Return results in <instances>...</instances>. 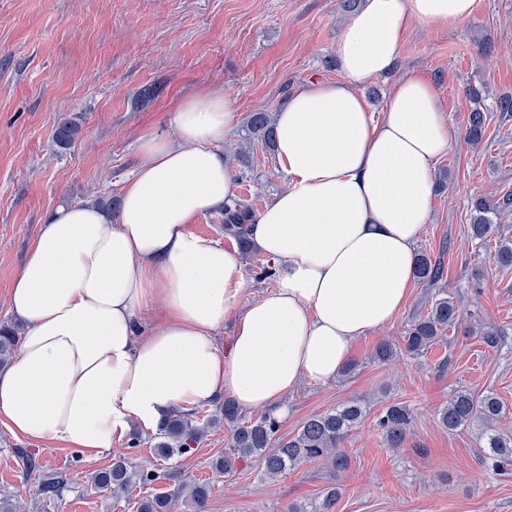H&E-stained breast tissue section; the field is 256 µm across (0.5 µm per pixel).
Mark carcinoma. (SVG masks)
<instances>
[{
  "instance_id": "carcinoma-1",
  "label": "carcinoma",
  "mask_w": 512,
  "mask_h": 512,
  "mask_svg": "<svg viewBox=\"0 0 512 512\" xmlns=\"http://www.w3.org/2000/svg\"><path fill=\"white\" fill-rule=\"evenodd\" d=\"M249 127L251 131L262 134L264 140H274V125L267 113H253ZM485 128V112L477 106L468 114L464 141L472 146L480 145ZM79 130V123L73 119L59 123L55 129L56 142L63 146L70 145ZM511 206L512 197L508 195L499 199L479 196L472 201L470 209L471 238L482 244L496 241V259L506 267L512 266V241L498 235L497 220ZM254 219V210L245 200L235 198L224 203V229L244 251L250 248L248 225ZM417 275L422 282L433 286L442 280L443 267L422 252L417 258ZM461 316L462 311L455 297L448 295L438 298L427 315L413 322L403 336L402 345L382 341L375 349L374 358L380 362H389L403 352L419 355L438 343L443 331L456 325ZM19 341L17 329L0 327V368L7 367L16 356ZM502 413L503 403L496 395L488 393L476 396L467 390H460L440 411L439 423L450 432L473 423L480 424L495 466L504 469L512 466V439L494 429ZM362 417L361 408L350 404L309 418L291 437H279L278 424L274 418L265 413L248 420L240 415L239 408L229 399L224 401L218 416L212 414L199 418L192 413L181 412L170 415L158 429V442L153 446V456L166 462L175 456L189 454L209 428L223 421L230 429V442L224 457L215 461L214 468L218 472L231 473L239 463L248 459L257 460L264 473L270 477L282 475L301 463L317 460H326L344 469L348 466V457L341 451V444ZM410 425L411 413L401 405L387 407L378 419V427L391 448L404 445ZM174 477L175 473L171 471L159 472L152 467L132 473L126 459L119 456L110 468L95 473L91 483L96 489L119 495L127 492L135 483L145 487L160 478L170 480ZM39 484L44 497L52 499L63 484V479L41 475ZM182 487L187 489L183 506L189 512H206L209 485L190 480L183 482ZM171 509L172 498L161 492L141 497L137 512H171Z\"/></svg>"
}]
</instances>
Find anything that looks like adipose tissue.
Segmentation results:
<instances>
[{"instance_id": "adipose-tissue-1", "label": "adipose tissue", "mask_w": 512, "mask_h": 512, "mask_svg": "<svg viewBox=\"0 0 512 512\" xmlns=\"http://www.w3.org/2000/svg\"><path fill=\"white\" fill-rule=\"evenodd\" d=\"M478 0H363L336 42L337 82L296 91L275 121L287 186L250 237L281 265L255 299L239 251L193 234L229 200L221 94L175 109L177 140L151 135L117 217L58 208L29 249L9 299L21 350L0 373V424L27 440L97 458L131 424L155 430L173 410L230 397L284 414L302 380L327 382L360 337L405 307L416 242L433 207L434 164L454 139L432 83L394 82L380 118L360 90L391 74L414 26L467 23ZM232 324L228 349L217 331Z\"/></svg>"}]
</instances>
